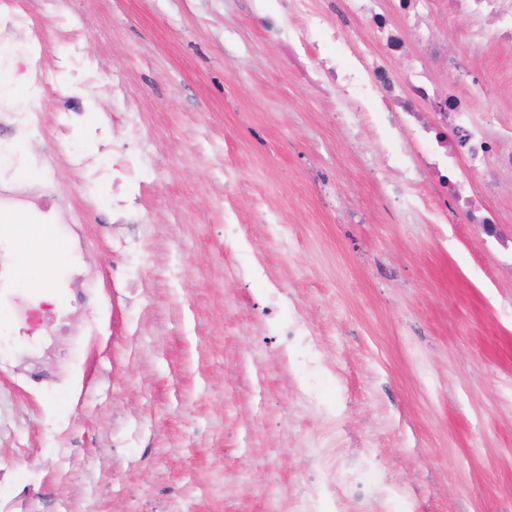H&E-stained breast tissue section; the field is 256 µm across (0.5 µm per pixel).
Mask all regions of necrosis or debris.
Listing matches in <instances>:
<instances>
[{
	"label": "necrosis or debris",
	"mask_w": 512,
	"mask_h": 512,
	"mask_svg": "<svg viewBox=\"0 0 512 512\" xmlns=\"http://www.w3.org/2000/svg\"><path fill=\"white\" fill-rule=\"evenodd\" d=\"M293 22L268 14L274 37L289 50L306 49L318 54L325 43H333L336 64L324 75L338 97L336 118L347 128L374 126L380 144L389 148L386 163H400L401 189L396 197L400 214L420 210L441 211L448 204H467L474 178L486 180L488 189L499 185L501 172L512 173V120L490 124L475 103L488 92L482 77L460 83L449 78L444 93H437L431 77L418 65L395 74L394 64L404 51V38L392 26L385 0H340L349 24L333 28L327 14L309 8L307 0H294ZM442 6L448 15L464 12L474 19L471 39L512 46V0H398L397 11L414 33L416 56L456 62L448 56V45L429 22L431 10ZM367 22L370 37L355 31L353 22ZM46 46L38 32L26 41L0 42V60H14L24 87L39 89L43 76L28 65ZM45 128V114L38 105L0 98V133L19 138ZM417 129L409 145H401L405 129ZM44 178L36 184L14 180L11 170L0 167V311L9 321L0 326V368L27 373L37 384L56 381L60 371L76 366L86 353L89 340L82 320H94L98 308L92 298L98 292L100 273L86 260L90 242L83 209L62 198L55 178L56 160H40ZM436 184L431 196L423 197L415 187L423 174ZM47 231L49 245H64L69 262L52 287L37 290L16 285L12 255L19 247L12 233L17 218ZM281 285L267 296L265 333L274 339L282 360L309 369L320 360L315 333L298 313L280 315L276 306ZM358 484L336 491V450L322 451L320 479L309 486L295 512H343L346 497L362 494Z\"/></svg>",
	"instance_id": "necrosis-or-debris-1"
}]
</instances>
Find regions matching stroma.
<instances>
[{"instance_id": "35a3bbf8", "label": "stroma", "mask_w": 512, "mask_h": 512, "mask_svg": "<svg viewBox=\"0 0 512 512\" xmlns=\"http://www.w3.org/2000/svg\"><path fill=\"white\" fill-rule=\"evenodd\" d=\"M47 43L34 62L47 113L81 102L70 132L90 160L58 161L66 200L87 208L99 325L56 395L0 374V498L52 512H269L320 477V407L335 409L336 481L360 471L348 512H512V264L449 210L401 221L369 131L272 39L261 0H18ZM433 19L464 71L492 74L480 110L512 116V58L467 39L468 15ZM120 73L123 92L113 93ZM115 135L152 131L143 204L112 220L95 173L101 116ZM238 215L224 233V201ZM125 239L136 285L112 276ZM248 239L242 254L239 239ZM266 259L325 362L320 407L261 332Z\"/></svg>"}]
</instances>
